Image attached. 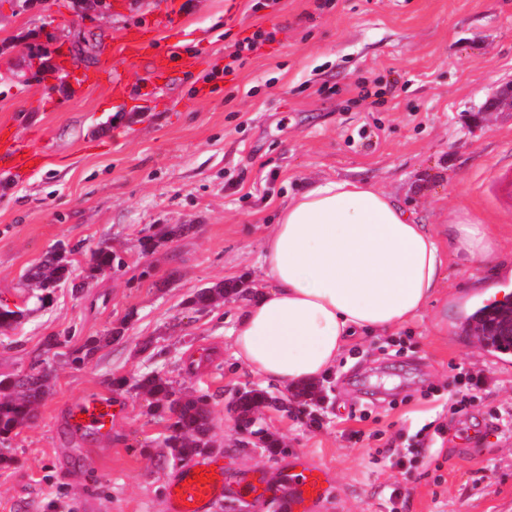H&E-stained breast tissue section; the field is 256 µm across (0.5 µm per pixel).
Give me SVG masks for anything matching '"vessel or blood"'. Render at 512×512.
Instances as JSON below:
<instances>
[{
  "instance_id": "obj_1",
  "label": "vessel or blood",
  "mask_w": 512,
  "mask_h": 512,
  "mask_svg": "<svg viewBox=\"0 0 512 512\" xmlns=\"http://www.w3.org/2000/svg\"><path fill=\"white\" fill-rule=\"evenodd\" d=\"M153 43L151 29L138 28L124 41L123 48L129 55L137 58L150 55L152 70L173 68L174 57L152 53ZM93 83L116 92L125 89L122 74L113 68L112 60L108 57L101 60L93 75ZM0 149L4 150L6 156H18L19 167L37 169L43 165L42 154L22 152L13 142L0 143ZM489 192L496 200H512V162L500 167L489 186ZM118 413L119 410L114 407L110 395L92 393L68 407L66 423L74 433L105 437L111 434ZM304 469L305 472L301 475L288 474L287 487L278 498L280 512H308L311 504L325 497L327 489L322 468L308 463ZM211 470L212 467L207 462H191L180 468L166 489L167 512H212L224 495V481L211 478ZM199 471L205 474L203 482L200 483L194 480L196 472Z\"/></svg>"
}]
</instances>
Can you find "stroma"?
I'll return each instance as SVG.
<instances>
[{
  "label": "stroma",
  "mask_w": 512,
  "mask_h": 512,
  "mask_svg": "<svg viewBox=\"0 0 512 512\" xmlns=\"http://www.w3.org/2000/svg\"><path fill=\"white\" fill-rule=\"evenodd\" d=\"M0 0V138L44 154L36 170L0 159V303L22 310L0 330V375L45 372L35 423L0 446V512H166L179 465L167 416L134 384L167 378L183 394H209L213 445L228 501L257 505L312 462L326 471L327 505L312 512H512V358L457 334L481 296L512 289V210L482 187L512 150V112L486 108L512 82V0ZM158 25L155 52H190L193 67L149 77L145 61L115 54L123 33ZM276 30L229 75L213 76L237 40ZM128 80L125 95L84 82L104 54ZM367 180L442 224L459 205L492 225L493 265L448 256L443 288L421 317L392 336H362L319 400L264 384L233 354L234 317L260 287L259 258L278 210L319 180ZM167 225L185 233L145 250ZM86 286L40 304L26 269L57 245ZM117 259L87 278L98 245ZM241 292L204 311L201 288ZM122 327L83 364L64 348ZM482 378L466 413L448 411L455 372ZM122 377L124 390L111 382ZM267 388L287 409L262 408L259 427L283 454L243 447L233 400ZM111 395L124 411L103 439L66 428L67 407ZM504 422L494 425L491 412ZM434 433L415 447L423 425ZM361 438H351V431ZM477 438L463 451L462 443Z\"/></svg>",
  "instance_id": "obj_1"
}]
</instances>
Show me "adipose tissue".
<instances>
[{
	"mask_svg": "<svg viewBox=\"0 0 512 512\" xmlns=\"http://www.w3.org/2000/svg\"><path fill=\"white\" fill-rule=\"evenodd\" d=\"M450 250L489 263L498 240L464 208L442 234L372 183L316 182L278 213L262 256L266 284L230 330L234 353L285 388L329 375L358 336L419 316Z\"/></svg>",
	"mask_w": 512,
	"mask_h": 512,
	"instance_id": "ef3b65f1",
	"label": "adipose tissue"
}]
</instances>
